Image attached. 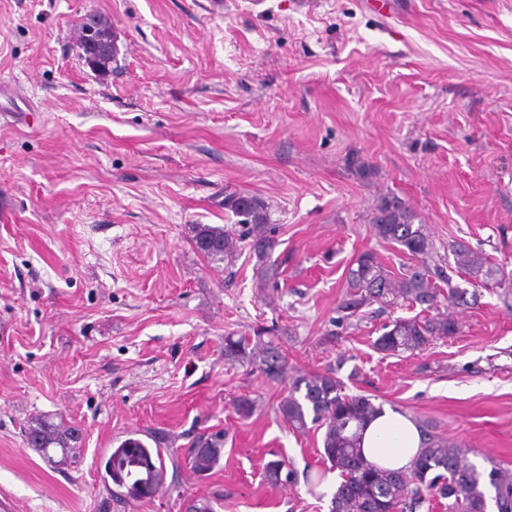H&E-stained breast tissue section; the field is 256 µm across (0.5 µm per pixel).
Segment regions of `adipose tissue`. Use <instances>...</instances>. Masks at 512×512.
Returning <instances> with one entry per match:
<instances>
[{
  "label": "adipose tissue",
  "instance_id": "adipose-tissue-1",
  "mask_svg": "<svg viewBox=\"0 0 512 512\" xmlns=\"http://www.w3.org/2000/svg\"><path fill=\"white\" fill-rule=\"evenodd\" d=\"M423 443L419 424L408 414L384 410L365 427L361 449L367 461L386 470H409Z\"/></svg>",
  "mask_w": 512,
  "mask_h": 512
}]
</instances>
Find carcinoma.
I'll list each match as a JSON object with an SVG mask.
<instances>
[{"label": "carcinoma", "mask_w": 512, "mask_h": 512, "mask_svg": "<svg viewBox=\"0 0 512 512\" xmlns=\"http://www.w3.org/2000/svg\"><path fill=\"white\" fill-rule=\"evenodd\" d=\"M224 208L247 226L244 236L210 224L191 225L195 248L213 262L232 263L239 243L250 239V249L259 258L261 285L278 287V268L268 261L276 242L267 224L263 203L246 193L224 198ZM415 215L397 200H385L371 219L376 236L404 247L415 262L398 276L387 271L371 253L356 260L347 282L349 291L339 310L350 318L373 303L391 305L400 300L422 311H436L429 317L399 318L383 326L375 340L376 350L388 355L424 349L434 339L453 336L454 319L438 312L439 299L466 303L467 289L452 285L450 275L432 264V243L426 225L414 223ZM452 271L483 288L496 287L499 268L487 255L463 242L451 247ZM224 355L258 365L268 378L282 377L288 357L273 341L256 337L224 338ZM381 407L363 394H348L336 377L326 374L301 376L293 380L288 395L277 404L276 413L289 427L303 431L312 423L324 430L321 458L339 471L342 481L336 488L330 512H419L434 499L448 500V512H512V474L497 462L483 469L468 458L469 450L455 441L422 427L421 451L408 472L376 468L361 452L360 431ZM26 441L41 449L47 462H53L48 448L55 445L63 455L72 452L74 433L63 424L39 418L26 433ZM224 458V432L200 435L186 449L185 464L193 473L207 476ZM179 466L178 456L165 458L160 445L128 436L104 456V481L112 483V495L135 501H152L163 494L167 465ZM293 472L281 460L268 463L269 481L286 485Z\"/></svg>", "instance_id": "carcinoma-1"}]
</instances>
